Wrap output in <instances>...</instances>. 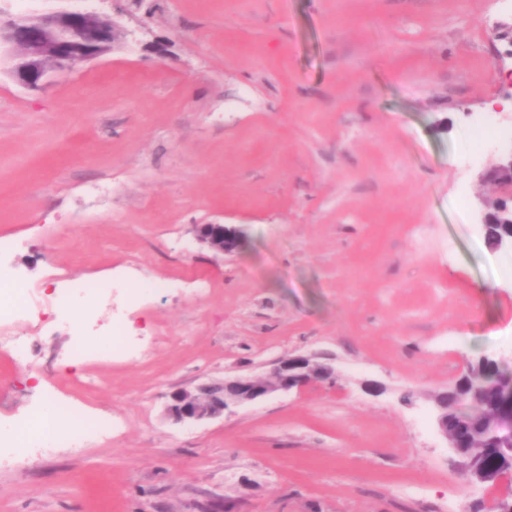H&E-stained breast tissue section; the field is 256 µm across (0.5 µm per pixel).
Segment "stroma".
I'll use <instances>...</instances> for the list:
<instances>
[{
    "instance_id": "35a3bbf8",
    "label": "stroma",
    "mask_w": 512,
    "mask_h": 512,
    "mask_svg": "<svg viewBox=\"0 0 512 512\" xmlns=\"http://www.w3.org/2000/svg\"><path fill=\"white\" fill-rule=\"evenodd\" d=\"M62 8L127 35L35 90L0 75V276L34 294L0 324V426L49 403L112 426L0 454V512L512 503V471L469 484L434 411L480 357L512 368V251L476 223L504 149L462 160L477 123L512 126L487 107L512 95V0H0ZM208 223L239 248L198 244ZM77 280L113 287L79 328L57 298ZM116 314L134 350L111 357ZM296 355L332 357L335 383L164 414ZM196 240L222 255L236 251L242 231L224 224H202L195 229Z\"/></svg>"
}]
</instances>
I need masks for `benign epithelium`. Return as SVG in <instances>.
I'll list each match as a JSON object with an SVG mask.
<instances>
[{"label": "benign epithelium", "mask_w": 512, "mask_h": 512, "mask_svg": "<svg viewBox=\"0 0 512 512\" xmlns=\"http://www.w3.org/2000/svg\"><path fill=\"white\" fill-rule=\"evenodd\" d=\"M94 13L85 10H58L47 14L0 21V64H9V73L20 84L38 88L51 76L70 71L82 62L112 49L125 37L114 23L95 26ZM486 177L501 185L503 198L493 207L480 212L478 225L487 228L490 213H497L496 223L512 224V151ZM196 240L224 255L240 246L242 231L224 224H202L195 229ZM318 362L308 356L279 360L271 376L251 374L227 377L221 391L205 383L197 392H176L166 407L167 417L178 424L198 423L218 418L232 408L261 402L275 394L288 393L327 377L336 378L335 369L326 366V376L315 373Z\"/></svg>", "instance_id": "7a95c632"}]
</instances>
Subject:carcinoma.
Returning <instances> with one entry per match:
<instances>
[{
    "instance_id": "obj_1",
    "label": "carcinoma",
    "mask_w": 512,
    "mask_h": 512,
    "mask_svg": "<svg viewBox=\"0 0 512 512\" xmlns=\"http://www.w3.org/2000/svg\"><path fill=\"white\" fill-rule=\"evenodd\" d=\"M449 420L471 408L459 453L473 467L498 474L512 469V371L484 357L452 388L437 395Z\"/></svg>"
}]
</instances>
